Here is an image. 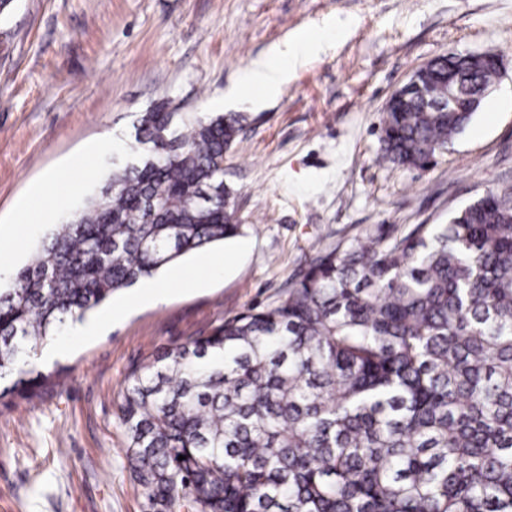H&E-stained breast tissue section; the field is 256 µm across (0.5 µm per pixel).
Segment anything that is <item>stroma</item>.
<instances>
[{
  "label": "stroma",
  "instance_id": "1",
  "mask_svg": "<svg viewBox=\"0 0 512 512\" xmlns=\"http://www.w3.org/2000/svg\"><path fill=\"white\" fill-rule=\"evenodd\" d=\"M336 18L349 30L274 95L230 96L252 60ZM510 37L512 0H11L0 13V251L13 259L0 282L111 173L140 112L164 100L248 121L224 159L241 226L216 248L230 265L191 286L188 255L167 302L116 319L117 292L94 314L97 335L62 334V356L37 363L47 386L0 399V512H144L119 421L135 366L276 300L317 243L444 224L512 181ZM487 50L504 74L448 150L426 168L379 162L390 96L436 56ZM113 130L122 143L72 167ZM51 174L57 195L36 223H18L20 200Z\"/></svg>",
  "mask_w": 512,
  "mask_h": 512
}]
</instances>
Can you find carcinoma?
<instances>
[{
	"mask_svg": "<svg viewBox=\"0 0 512 512\" xmlns=\"http://www.w3.org/2000/svg\"><path fill=\"white\" fill-rule=\"evenodd\" d=\"M495 63L431 60L380 158L424 167ZM242 113H140L128 159L0 288V380L66 322L239 234L224 157ZM148 512H512V183L446 224L317 250L277 300L136 366L119 408Z\"/></svg>",
	"mask_w": 512,
	"mask_h": 512,
	"instance_id": "1",
	"label": "carcinoma"
}]
</instances>
